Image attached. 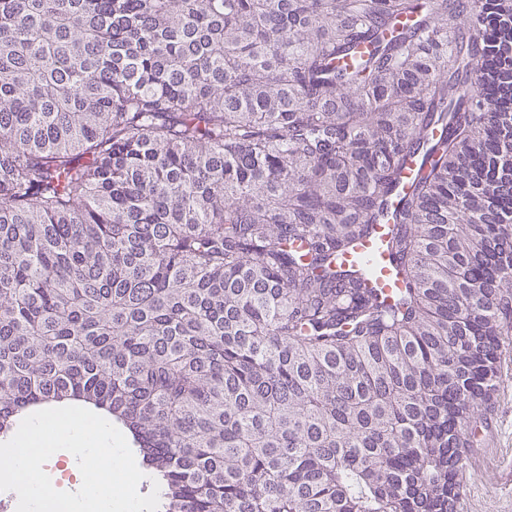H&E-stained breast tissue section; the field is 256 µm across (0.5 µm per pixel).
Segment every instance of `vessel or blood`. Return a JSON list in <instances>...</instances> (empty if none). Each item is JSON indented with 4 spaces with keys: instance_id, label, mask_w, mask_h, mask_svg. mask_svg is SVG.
<instances>
[{
    "instance_id": "b4317fda",
    "label": "vessel or blood",
    "mask_w": 512,
    "mask_h": 512,
    "mask_svg": "<svg viewBox=\"0 0 512 512\" xmlns=\"http://www.w3.org/2000/svg\"><path fill=\"white\" fill-rule=\"evenodd\" d=\"M392 224L382 222L376 225L373 234L357 243L343 255L346 265L369 267V283L387 301L393 300L400 288L398 272L389 258L385 244L391 236Z\"/></svg>"
}]
</instances>
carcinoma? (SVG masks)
<instances>
[{
  "label": "carcinoma",
  "instance_id": "cac0c4a2",
  "mask_svg": "<svg viewBox=\"0 0 512 512\" xmlns=\"http://www.w3.org/2000/svg\"><path fill=\"white\" fill-rule=\"evenodd\" d=\"M381 221L392 303L336 264ZM508 324L512 0H0L1 436L93 411L165 512H448Z\"/></svg>",
  "mask_w": 512,
  "mask_h": 512
}]
</instances>
